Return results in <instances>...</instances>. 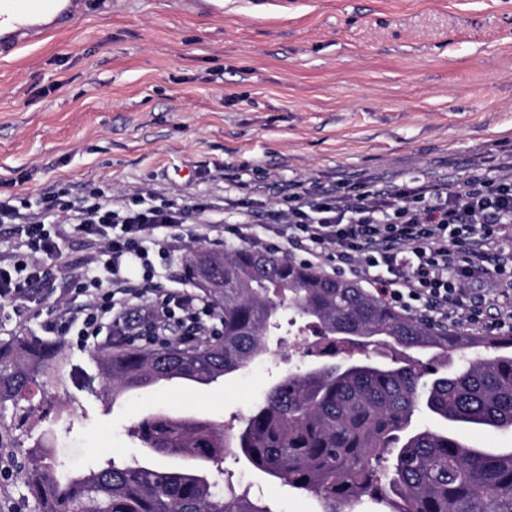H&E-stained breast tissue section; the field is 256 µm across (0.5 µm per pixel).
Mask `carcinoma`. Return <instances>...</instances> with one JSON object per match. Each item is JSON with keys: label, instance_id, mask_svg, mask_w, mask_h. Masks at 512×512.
I'll list each match as a JSON object with an SVG mask.
<instances>
[{"label": "carcinoma", "instance_id": "carcinoma-1", "mask_svg": "<svg viewBox=\"0 0 512 512\" xmlns=\"http://www.w3.org/2000/svg\"><path fill=\"white\" fill-rule=\"evenodd\" d=\"M183 268L220 331L185 346L104 342L94 352L102 398L163 379L209 385L234 374L268 353L265 336L286 307L325 339L326 355L371 338L393 352L387 361L346 359L289 374L236 431L163 412L137 423L148 453L189 467L112 459L60 476L43 440L27 475L39 512H271L248 491L210 480L209 466L227 455L316 498L321 512H353L366 498L388 512H512V448H479L443 428L512 430V345L416 320L351 281L271 252L196 246ZM474 347L477 356L467 357ZM450 349L460 352L451 369ZM62 358L58 341L0 340V406L28 399L36 377ZM424 416L433 424H421Z\"/></svg>", "mask_w": 512, "mask_h": 512}]
</instances>
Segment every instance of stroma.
<instances>
[{"label": "stroma", "instance_id": "1", "mask_svg": "<svg viewBox=\"0 0 512 512\" xmlns=\"http://www.w3.org/2000/svg\"><path fill=\"white\" fill-rule=\"evenodd\" d=\"M67 32L0 59V194L30 199L95 183L123 197L151 190L189 211L177 233L221 249L236 240L237 199L276 208L281 190L463 182L512 165V0H87ZM240 177L241 186L224 177ZM218 211L199 216L194 204ZM286 313L272 356L217 385L160 383L109 405L95 342L66 341L67 360L30 402L54 406L14 427L0 410V512H38L25 449L40 438L66 469L129 459L143 415L234 424L277 378L316 362ZM220 483L272 512H318L308 495L225 459Z\"/></svg>", "mask_w": 512, "mask_h": 512}]
</instances>
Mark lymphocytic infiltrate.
I'll return each instance as SVG.
<instances>
[{"label":"lymphocytic infiltrate","instance_id":"lymphocytic-infiltrate-1","mask_svg":"<svg viewBox=\"0 0 512 512\" xmlns=\"http://www.w3.org/2000/svg\"><path fill=\"white\" fill-rule=\"evenodd\" d=\"M186 214L177 197L85 185L78 201L63 192L0 199L14 252L0 258V309L30 310L47 269L63 263L64 239L96 238L94 267L72 274L54 295L45 333L84 344L111 327L113 339L161 340L170 322L195 336L214 331L216 314L188 292L147 294L153 258L170 261ZM285 233L265 251L301 252L335 261V272L362 278L378 298L409 313L492 329L512 328V173L476 175L463 185H393L363 190L315 189L293 182L273 214ZM83 295L81 310L68 294Z\"/></svg>","mask_w":512,"mask_h":512}]
</instances>
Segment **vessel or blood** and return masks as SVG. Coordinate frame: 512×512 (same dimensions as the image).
Segmentation results:
<instances>
[{
  "instance_id": "b4317fda",
  "label": "vessel or blood",
  "mask_w": 512,
  "mask_h": 512,
  "mask_svg": "<svg viewBox=\"0 0 512 512\" xmlns=\"http://www.w3.org/2000/svg\"><path fill=\"white\" fill-rule=\"evenodd\" d=\"M85 0H0V58L47 34L73 28Z\"/></svg>"
}]
</instances>
